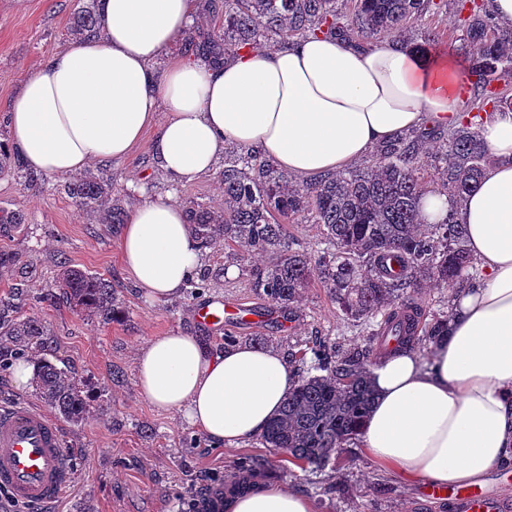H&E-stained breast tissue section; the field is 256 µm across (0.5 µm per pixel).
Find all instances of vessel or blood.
Instances as JSON below:
<instances>
[{
	"label": "vessel or blood",
	"mask_w": 512,
	"mask_h": 512,
	"mask_svg": "<svg viewBox=\"0 0 512 512\" xmlns=\"http://www.w3.org/2000/svg\"><path fill=\"white\" fill-rule=\"evenodd\" d=\"M242 311L200 304L193 311L195 324L219 331L236 323ZM74 477V461L63 444L58 423L43 409L25 403L0 405V490L12 500L39 512H54ZM426 497L446 502L451 512H512V503L482 486L424 488Z\"/></svg>",
	"instance_id": "b4317fda"
}]
</instances>
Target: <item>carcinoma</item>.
Segmentation results:
<instances>
[{"label": "carcinoma", "mask_w": 512, "mask_h": 512, "mask_svg": "<svg viewBox=\"0 0 512 512\" xmlns=\"http://www.w3.org/2000/svg\"><path fill=\"white\" fill-rule=\"evenodd\" d=\"M208 8L224 11V29L190 39L193 58L216 63L234 50L286 47L310 35H325L365 46L381 34L411 44L408 33L427 14L447 12V0H222ZM460 43L453 51L471 65L470 99L465 120L450 131L424 127L378 145L360 168L317 175L295 184L254 151L224 152V208L213 211L189 203L186 223L203 247L233 243L262 255L252 288L274 309L288 308L312 283L333 296L346 320L366 332L360 344L338 347L317 339L310 351L292 353L304 362L311 355L315 373L297 383L261 440L285 448L297 464L318 470L336 467L345 447L362 434L375 402L371 367L388 342L414 351L448 333L447 311L427 312L415 295L429 283L454 289L468 271H478L466 248L462 225L448 218L423 224L419 216L424 174L460 202L481 180L492 158L480 136L479 119L512 112V97L493 82L512 78V27L496 25L485 4L468 0ZM93 3L74 13L76 36L97 33ZM423 46L441 50L440 32L426 27ZM65 192L100 224H124L126 211L112 183L84 176ZM315 224L334 252L319 256L292 247L289 224ZM60 296L80 312L110 322L118 314L112 282L80 269L63 272ZM17 354L33 356L46 348L45 325L19 316L7 325ZM36 390L62 418L80 422L90 412L87 385L51 361L37 360ZM243 489L272 478L274 470L250 457L236 462Z\"/></svg>", "instance_id": "carcinoma-1"}]
</instances>
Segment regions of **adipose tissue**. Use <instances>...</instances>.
<instances>
[{"mask_svg": "<svg viewBox=\"0 0 512 512\" xmlns=\"http://www.w3.org/2000/svg\"><path fill=\"white\" fill-rule=\"evenodd\" d=\"M198 0H101L100 31L27 74L7 111L9 146L27 167L73 176L123 159L157 128L153 160L174 182L211 173L232 141L303 178L346 169L401 132L452 127L466 76L389 39L358 48L324 37L241 50L216 67L177 51ZM166 58L164 71L155 62ZM495 162L463 203L425 192L421 215L464 225L481 276L453 301L448 334L428 358L390 353L372 373L376 400L360 446L375 464L442 486L480 483L512 460V112L481 127ZM205 250L183 208L148 198L119 241L124 271L144 296L179 295ZM141 396L178 413L215 445L262 433L297 381L286 354L248 344L211 348L172 331L136 361ZM224 512H314L295 490L263 485Z\"/></svg>", "mask_w": 512, "mask_h": 512, "instance_id": "obj_1", "label": "adipose tissue"}]
</instances>
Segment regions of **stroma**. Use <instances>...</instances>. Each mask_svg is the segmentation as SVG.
Segmentation results:
<instances>
[{"instance_id": "35a3bbf8", "label": "stroma", "mask_w": 512, "mask_h": 512, "mask_svg": "<svg viewBox=\"0 0 512 512\" xmlns=\"http://www.w3.org/2000/svg\"><path fill=\"white\" fill-rule=\"evenodd\" d=\"M84 0H0V143H6L7 105L30 71L50 54L74 43L72 18ZM127 158L96 165L127 205L169 197L181 205L219 206L218 173L174 183L151 162L153 132ZM66 177L44 174L38 188H25L12 166L0 170V210L26 217L0 250L28 259L26 274L0 269V320L37 314L48 332L47 360L66 367L92 394L91 412L79 423L62 421L65 445L75 463L73 486L58 512H183L204 491L220 493L236 475L244 455L267 461L278 485L313 500L315 512H449L437 500H424L421 484L383 470L358 445H351L340 470L317 471L292 464L287 455L254 438L237 448L213 446L176 413L155 408L141 397L135 377L140 347L151 337L181 330L207 344L223 346L220 332L199 331L192 322L196 305L215 303L266 310L269 304L250 286L257 257L237 247L216 245L201 268L208 286L200 294L182 292L148 302L119 261L120 228L95 224L64 191ZM83 269L111 280L120 314L112 322L76 312L58 298L56 281L64 268ZM233 275H226V268ZM238 342L295 351L317 337L360 342L359 327L347 324L325 288L313 284L288 316L256 327L231 328Z\"/></svg>"}]
</instances>
